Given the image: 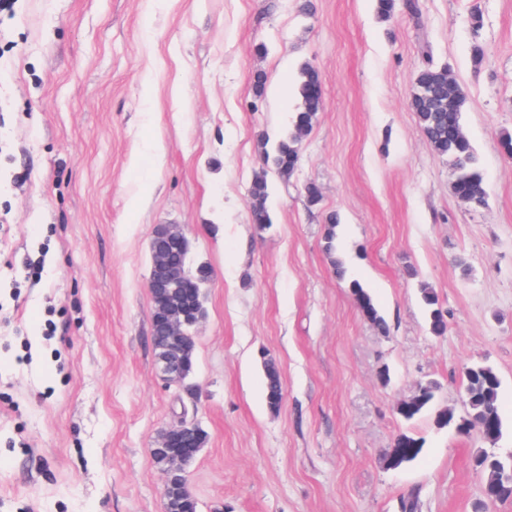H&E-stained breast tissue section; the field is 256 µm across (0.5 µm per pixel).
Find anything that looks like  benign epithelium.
I'll list each match as a JSON object with an SVG mask.
<instances>
[{
  "label": "benign epithelium",
  "mask_w": 512,
  "mask_h": 512,
  "mask_svg": "<svg viewBox=\"0 0 512 512\" xmlns=\"http://www.w3.org/2000/svg\"><path fill=\"white\" fill-rule=\"evenodd\" d=\"M166 242L185 253L189 239L184 229L175 224L157 226L151 240L153 266L148 280L154 312L160 322L158 336L162 347L155 353L157 369L168 383L180 385L189 375L186 360L189 332L203 320L204 310L199 304L179 308L172 301V296L179 288L199 296L205 282L187 281L182 266L164 248ZM206 439L207 432L199 423L185 419L169 425L162 432L155 452L173 462L167 469L168 476L163 486L164 512H171L176 506L179 490L188 477V468L205 446Z\"/></svg>",
  "instance_id": "obj_1"
}]
</instances>
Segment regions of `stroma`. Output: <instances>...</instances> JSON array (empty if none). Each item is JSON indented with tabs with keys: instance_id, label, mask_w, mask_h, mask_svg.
I'll use <instances>...</instances> for the list:
<instances>
[{
	"instance_id": "obj_1",
	"label": "stroma",
	"mask_w": 512,
	"mask_h": 512,
	"mask_svg": "<svg viewBox=\"0 0 512 512\" xmlns=\"http://www.w3.org/2000/svg\"><path fill=\"white\" fill-rule=\"evenodd\" d=\"M424 40L466 94L484 207L454 196L411 110ZM307 64L324 106L283 179L260 141L287 131ZM505 133L512 0H417L386 21L375 0H13L0 11V512H162L152 450L183 406L208 434L188 474L200 512H401L411 494L418 512H478L486 440L398 407L433 379L437 406L463 415V369L487 362L501 381L495 446L512 451ZM261 173L263 230L249 218ZM158 224L183 226L192 265L212 270L190 399L150 340ZM424 285L446 335L429 331ZM267 358L284 390L275 412ZM402 431L424 451L386 468ZM251 204L249 217L252 224L259 229H265L272 223V216L269 210L268 201V183L265 175H257L249 190ZM348 288L363 314H365L370 322L380 331L382 334H386L389 330L386 319L380 314L376 304L374 303L369 292L363 287L357 279H350ZM266 401L272 411H278L282 404V383L279 370L271 359L263 362Z\"/></svg>"
}]
</instances>
